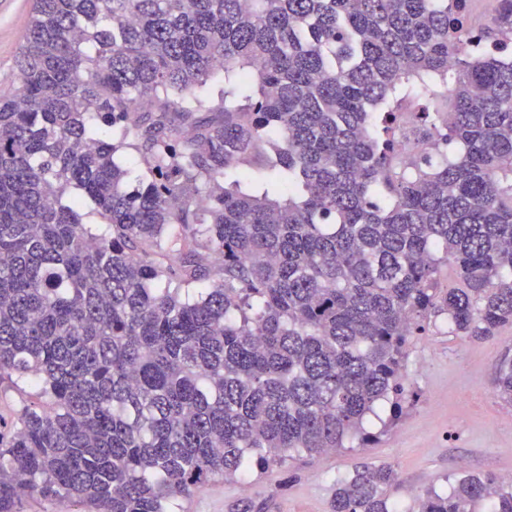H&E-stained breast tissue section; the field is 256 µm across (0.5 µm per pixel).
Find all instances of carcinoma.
<instances>
[{
    "label": "carcinoma",
    "instance_id": "obj_1",
    "mask_svg": "<svg viewBox=\"0 0 512 512\" xmlns=\"http://www.w3.org/2000/svg\"><path fill=\"white\" fill-rule=\"evenodd\" d=\"M468 2L35 0L0 100V387L26 395L0 416V512H181L218 478L368 443L438 319L512 326V0L483 28ZM438 86L446 112L423 106ZM494 388L512 403L507 354ZM399 486L365 465L331 512H401ZM416 504L512 512V480Z\"/></svg>",
    "mask_w": 512,
    "mask_h": 512
}]
</instances>
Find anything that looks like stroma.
I'll return each instance as SVG.
<instances>
[{"label": "stroma", "instance_id": "obj_1", "mask_svg": "<svg viewBox=\"0 0 512 512\" xmlns=\"http://www.w3.org/2000/svg\"><path fill=\"white\" fill-rule=\"evenodd\" d=\"M33 0H0V99L20 86L17 59ZM512 353V327L486 340L450 335L445 319L412 337L405 385L410 398L392 425L389 407L368 418L374 438L321 456L304 457L265 470L247 481H224V490L183 500L184 512H239L251 500L263 512H330L337 480L365 464H388L399 474L393 498L411 512L415 496L449 479L512 473V405L500 400L493 378L505 353Z\"/></svg>", "mask_w": 512, "mask_h": 512}]
</instances>
